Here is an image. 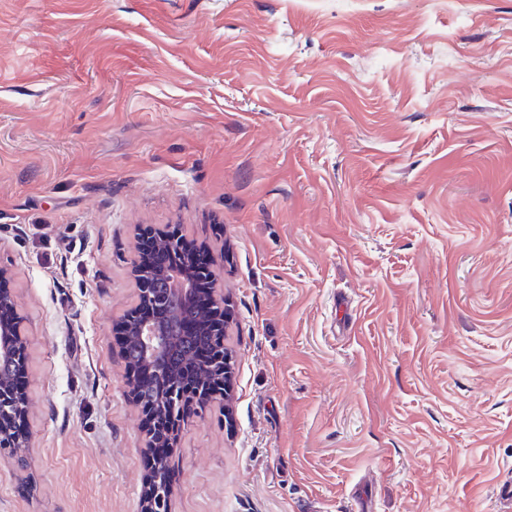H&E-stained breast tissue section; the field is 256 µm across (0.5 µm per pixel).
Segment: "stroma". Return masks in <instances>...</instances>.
I'll use <instances>...</instances> for the list:
<instances>
[{
    "label": "stroma",
    "instance_id": "stroma-1",
    "mask_svg": "<svg viewBox=\"0 0 512 512\" xmlns=\"http://www.w3.org/2000/svg\"><path fill=\"white\" fill-rule=\"evenodd\" d=\"M231 307L171 512H498L512 0H0V268L29 331L0 512H142L115 325L140 229ZM184 239H185L184 234L181 233L180 236L178 237V241L175 240L173 252L170 256V259H172L171 264H175V265H177L178 263L182 264V263H184V261L189 262V264H191V262L189 260L183 258V246L182 245H183ZM192 268L205 272V274H201V273L199 274V278L202 277V279L200 281L209 280L212 283V285H213L212 294L214 295L213 302L220 308L219 313H224V316L222 317V315H221L220 319H221V321L223 320L224 325L226 327L227 323L230 320V316H231L230 308H229V305L227 303H225L223 295L220 294L219 288H214V280L210 279L211 274L207 270V269H210V267L207 269H198L192 265ZM223 322H222V324H223Z\"/></svg>",
    "mask_w": 512,
    "mask_h": 512
}]
</instances>
